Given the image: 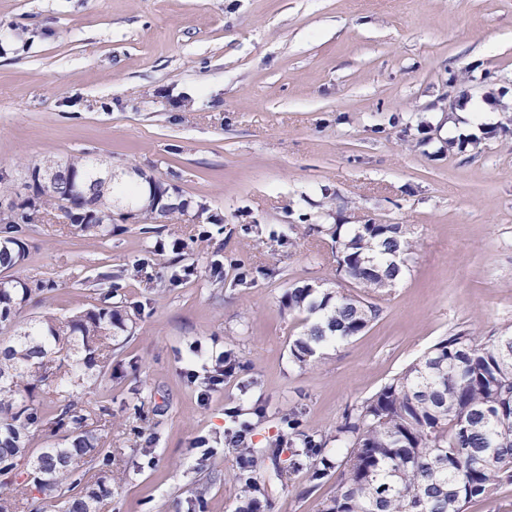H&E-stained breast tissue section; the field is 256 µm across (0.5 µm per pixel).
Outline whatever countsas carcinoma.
<instances>
[{
  "label": "carcinoma",
  "mask_w": 512,
  "mask_h": 512,
  "mask_svg": "<svg viewBox=\"0 0 512 512\" xmlns=\"http://www.w3.org/2000/svg\"><path fill=\"white\" fill-rule=\"evenodd\" d=\"M52 171L54 183L37 185L18 202L15 217L0 218V268L11 269L27 253L20 225L34 223L46 207L68 223L99 238L112 232V201L145 211L153 224L188 214L190 204L168 203L169 189L122 182L95 184L90 155L47 159L31 176ZM337 271L351 284L333 294L310 284L292 285L283 309L304 314V330L290 349L305 365L320 348L340 345L362 333L376 318L368 296L395 287L416 242L400 224H336ZM31 289L0 281V334L14 329L17 307ZM124 319L112 306L84 309L64 320L45 316L0 342V512H15L6 493L18 467L31 468L39 491L66 497V512H96L111 476L85 479L81 465L102 454L100 438L88 429L86 409L73 400L44 419L40 393H68L83 384L82 371L111 351L112 329ZM512 334L482 341L458 331L440 340L377 391L359 413L336 429L347 453L338 465L321 459L311 477L321 480L340 469L336 496L321 512H463L473 500H489L512 486ZM46 422L51 433L67 429V446L26 450L29 426Z\"/></svg>",
  "instance_id": "obj_1"
}]
</instances>
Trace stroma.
<instances>
[{
  "label": "stroma",
  "mask_w": 512,
  "mask_h": 512,
  "mask_svg": "<svg viewBox=\"0 0 512 512\" xmlns=\"http://www.w3.org/2000/svg\"><path fill=\"white\" fill-rule=\"evenodd\" d=\"M476 100L490 116L452 147L449 117ZM85 152L222 218L119 221L102 239L47 209L22 227L25 261L0 269L54 283L19 323L102 306L123 277L127 328L81 394L112 453L97 512H244L249 476L259 512H320L336 478L312 480L302 434L341 461L346 415L423 352L512 331V0H0V197ZM373 222L417 239L403 279L365 331L298 366L285 292L346 286L307 224ZM223 352L238 367L209 388ZM243 423L278 465L241 467Z\"/></svg>",
  "instance_id": "obj_1"
}]
</instances>
